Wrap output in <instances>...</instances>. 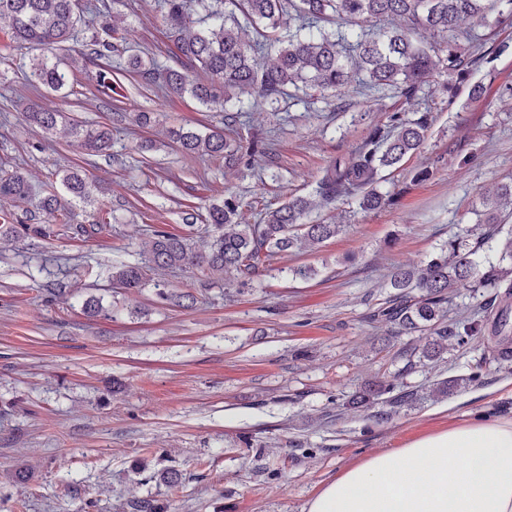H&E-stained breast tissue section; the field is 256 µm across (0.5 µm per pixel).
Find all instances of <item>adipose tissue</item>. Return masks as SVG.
<instances>
[{"label":"adipose tissue","mask_w":512,"mask_h":512,"mask_svg":"<svg viewBox=\"0 0 512 512\" xmlns=\"http://www.w3.org/2000/svg\"><path fill=\"white\" fill-rule=\"evenodd\" d=\"M308 512H512V419L464 421L349 466Z\"/></svg>","instance_id":"ef3b65f1"}]
</instances>
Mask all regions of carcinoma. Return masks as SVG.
<instances>
[{
	"instance_id": "carcinoma-1",
	"label": "carcinoma",
	"mask_w": 512,
	"mask_h": 512,
	"mask_svg": "<svg viewBox=\"0 0 512 512\" xmlns=\"http://www.w3.org/2000/svg\"><path fill=\"white\" fill-rule=\"evenodd\" d=\"M194 2L197 18L188 12ZM496 0H164V23L176 49L180 67L160 68L158 63L133 45L114 42L115 30L102 16L86 44L85 60L95 67L96 86L112 90V53L126 54V66L166 94L198 101L209 109H223L243 99L267 105L272 111L292 92L312 89L328 101L340 94L357 76L369 88L390 87L405 97L418 92L438 68L464 75L472 60L458 41L459 23L474 19L483 24L494 11ZM88 7L81 0H0V21L9 20L10 39L34 52L31 85L56 93L72 92L73 70L62 59L48 53L63 50L83 24ZM383 18L399 19L404 28L371 30L370 24ZM197 25L187 37L188 24ZM253 31L255 38L242 34ZM431 31L442 34L443 42H417L412 34ZM195 71L191 77L188 70ZM62 113L31 103L25 122L44 134L53 132ZM247 113L224 112V129L206 134L192 129H173L172 140L186 154L203 153L222 158L224 163L253 167L255 152L242 134ZM430 126V114L409 118L393 112L384 125L374 126L367 138L348 158L337 159L324 171L317 184L319 202L331 204L349 198L364 211L378 210L389 201L379 190L384 170L397 165L423 144ZM73 145L84 152L101 153L112 147V129L104 125H71ZM64 193L36 198L40 224L34 233L49 236L59 216L78 203L94 201L107 188L88 179L78 168L64 171ZM33 195L27 177L20 170L0 168V196L27 200ZM512 202V183L486 193L482 204L490 207L477 232L466 239H452L448 247L420 266H397L390 274L386 300L372 315V321L395 326L397 332H420L432 337L423 356L433 359L439 343L467 336H479L482 324L470 321L459 328L448 323V302L460 288H502L512 295V236L500 242L498 263L480 269L475 256L484 245L502 233L498 201ZM313 200L290 198L246 222L240 201L224 197L208 210L212 232L209 250H195L191 235L163 229L151 231L141 250V261L112 269L113 284L135 292L146 284L152 270L180 268L197 270L226 286L244 285L259 265L275 256L314 249L345 230L343 224H309L307 214ZM419 295H414L413 291ZM392 408L417 399V392L397 389L395 378L381 376L351 398L355 408H368L379 400Z\"/></svg>"
}]
</instances>
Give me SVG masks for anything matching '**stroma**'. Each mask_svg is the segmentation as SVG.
Returning a JSON list of instances; mask_svg holds the SVG:
<instances>
[{"instance_id":"obj_1","label":"stroma","mask_w":512,"mask_h":512,"mask_svg":"<svg viewBox=\"0 0 512 512\" xmlns=\"http://www.w3.org/2000/svg\"><path fill=\"white\" fill-rule=\"evenodd\" d=\"M105 8L117 36L173 64L162 0H88ZM473 64L465 76L437 71L405 98L390 88L351 83L323 101L297 94L280 111L256 105L245 137L274 152L273 172L188 156L170 128H223L224 114L190 97L147 85L117 68L113 95L98 92L77 67L63 98L25 79L30 52L0 24V164L19 168L44 194L63 171L105 182L104 198L72 209L53 234L27 231L30 207L0 198V512H130L150 498L164 512H307L322 485L375 453L479 415L512 417V298L459 289L450 319L475 309L481 336L448 341L403 377L412 404L353 409L364 383L400 370L398 352L422 335H391L371 323L398 265L426 263L448 240L483 222L481 195L512 181V6L499 0L487 25L464 21ZM484 93L471 99L473 84ZM63 112L67 123L109 124L112 148L88 155L64 133L47 136L24 121L29 103ZM428 112L419 151L386 171L390 201L376 211L340 199L311 214L344 225L316 251L281 255L246 286H207L202 274L156 272L134 294L112 283V269L140 260L147 231L191 233L206 250L207 211L236 196L248 221L267 207L313 194L326 167L348 156L393 112ZM160 113L147 127L130 114ZM90 227L85 236L76 226ZM314 276H300L303 267ZM169 293L160 299L157 288ZM198 295L195 308L172 295ZM103 310L91 315L87 300ZM506 319L495 330L498 319ZM454 381L447 397L434 383ZM177 470L172 487L164 477Z\"/></svg>"}]
</instances>
